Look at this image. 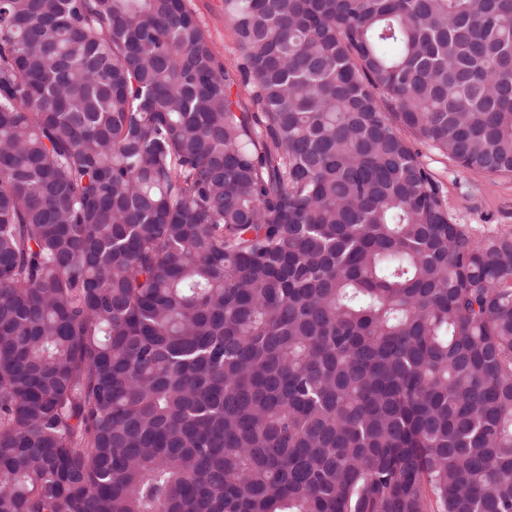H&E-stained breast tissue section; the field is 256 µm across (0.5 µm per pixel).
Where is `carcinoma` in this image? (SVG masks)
<instances>
[{"label": "carcinoma", "mask_w": 512, "mask_h": 512, "mask_svg": "<svg viewBox=\"0 0 512 512\" xmlns=\"http://www.w3.org/2000/svg\"><path fill=\"white\" fill-rule=\"evenodd\" d=\"M224 12L0 0V512H512V0ZM187 3L224 65L235 70L239 51L232 37L230 17L224 14V0H188ZM421 160L443 183L448 213L475 238L512 235V176L468 171L429 144L413 139Z\"/></svg>", "instance_id": "obj_1"}]
</instances>
